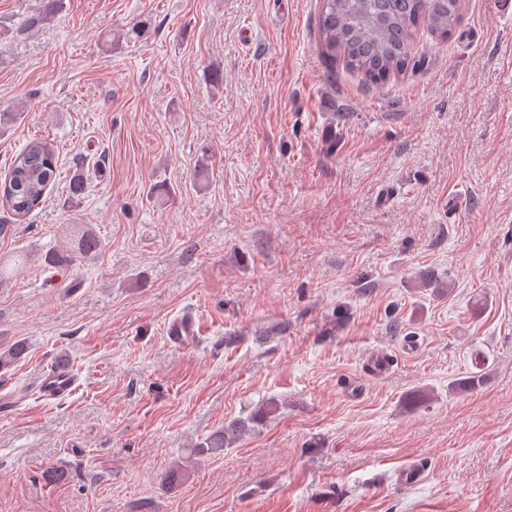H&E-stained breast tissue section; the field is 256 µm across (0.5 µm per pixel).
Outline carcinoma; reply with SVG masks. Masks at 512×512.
<instances>
[{
    "label": "carcinoma",
    "instance_id": "1",
    "mask_svg": "<svg viewBox=\"0 0 512 512\" xmlns=\"http://www.w3.org/2000/svg\"><path fill=\"white\" fill-rule=\"evenodd\" d=\"M466 0H320L317 49L323 65L335 72L340 66L360 75L365 83L378 85L402 75L418 64L412 57L411 40L421 27L446 38L461 23ZM54 146L42 138L28 141L11 161L0 183V208L20 224L46 199L57 179ZM78 254L96 253L98 237L74 225ZM26 352L21 341L0 347V369H7ZM279 409L269 399L246 418L224 426L195 441L189 457L220 455L241 437L262 425Z\"/></svg>",
    "mask_w": 512,
    "mask_h": 512
}]
</instances>
